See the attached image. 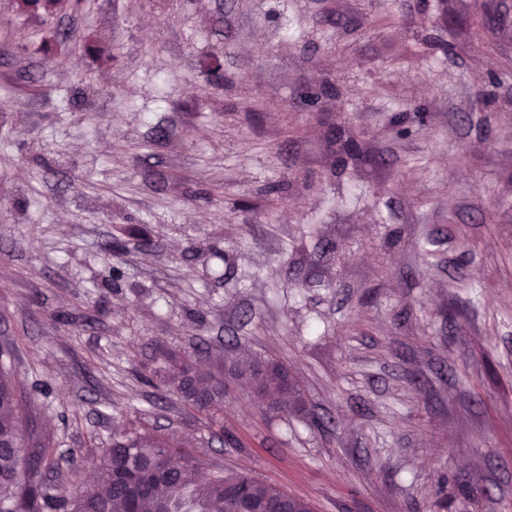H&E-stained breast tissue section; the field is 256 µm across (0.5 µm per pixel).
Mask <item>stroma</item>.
<instances>
[{"mask_svg":"<svg viewBox=\"0 0 512 512\" xmlns=\"http://www.w3.org/2000/svg\"><path fill=\"white\" fill-rule=\"evenodd\" d=\"M0 347L68 487L136 430L313 512H512V0H0ZM170 354L300 401L206 417ZM17 11L21 14H42L51 16L68 8L77 9L81 0H15ZM171 363L167 392L205 412L221 410L229 384L242 379L247 380L251 386V379L257 383L270 410L281 409L288 404V398L298 394L286 369L270 359L242 360L228 367L222 360L207 372L198 371L187 358H171Z\"/></svg>","mask_w":512,"mask_h":512,"instance_id":"stroma-1","label":"stroma"}]
</instances>
